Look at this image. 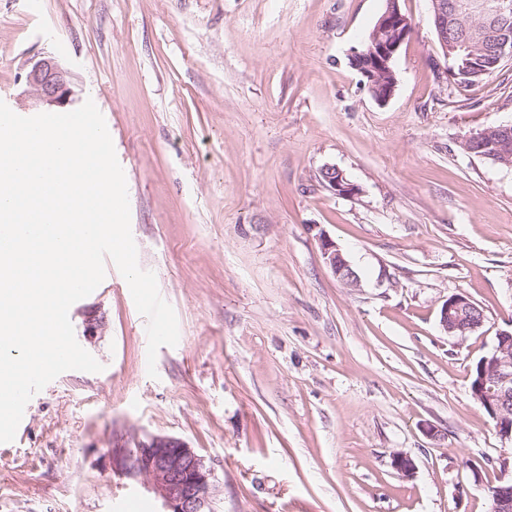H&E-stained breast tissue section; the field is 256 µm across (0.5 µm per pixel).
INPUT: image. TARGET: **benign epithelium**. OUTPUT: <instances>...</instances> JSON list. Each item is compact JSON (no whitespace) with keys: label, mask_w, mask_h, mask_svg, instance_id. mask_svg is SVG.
<instances>
[{"label":"benign epithelium","mask_w":512,"mask_h":512,"mask_svg":"<svg viewBox=\"0 0 512 512\" xmlns=\"http://www.w3.org/2000/svg\"><path fill=\"white\" fill-rule=\"evenodd\" d=\"M431 17L442 51H448V4L431 0ZM512 10L509 0H465L457 11L470 16L497 20ZM412 30L410 19L401 11L399 0H385V6L371 29L364 51L361 74L367 87L388 75H395L399 49ZM26 83L40 103L64 109L73 94L71 74L51 56L36 61L26 72ZM324 180L321 186L338 196H351L357 187L344 172L333 165L320 170ZM325 263L337 279L348 286L359 283L356 271L336 243L320 238ZM474 309L471 299L458 294L449 298L440 308L439 323L450 336L471 333L483 316L461 322L456 313ZM481 375L473 388L474 399L484 407L495 422V430L503 441L512 442V331L497 336L493 349L480 362ZM391 466L399 474L409 477L415 470L414 460L401 453L392 456ZM121 472L128 478L145 477L151 489L161 500L163 512H218L220 487L213 468L204 456L184 440L172 436L152 435L139 440L128 449L120 461ZM495 512H512V481L504 483L494 502Z\"/></svg>","instance_id":"7a95c632"}]
</instances>
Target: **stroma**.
<instances>
[{"instance_id": "obj_1", "label": "stroma", "mask_w": 512, "mask_h": 512, "mask_svg": "<svg viewBox=\"0 0 512 512\" xmlns=\"http://www.w3.org/2000/svg\"><path fill=\"white\" fill-rule=\"evenodd\" d=\"M384 0H0V100L40 111L30 63L58 58L75 105L102 113L142 269L179 326L149 376L147 320L118 269L69 310L104 369L35 394L0 444V512H161L115 463L173 436L204 455L221 512H490L512 479L473 364L512 330V168L465 153L512 123V59L488 80L439 79L429 0L384 105L350 67ZM359 191L325 190L322 166ZM360 279L342 284L319 237ZM464 294L481 328L450 336ZM102 318L95 338L89 316ZM412 457L405 477L393 453ZM461 309H471L475 313V317L467 322H460L456 317V313ZM484 315L481 313L478 316V311L475 309L471 299L464 295L458 294L449 298L440 308L439 323L443 331L450 336H457L460 333L466 336L471 333L478 323H481Z\"/></svg>"}]
</instances>
